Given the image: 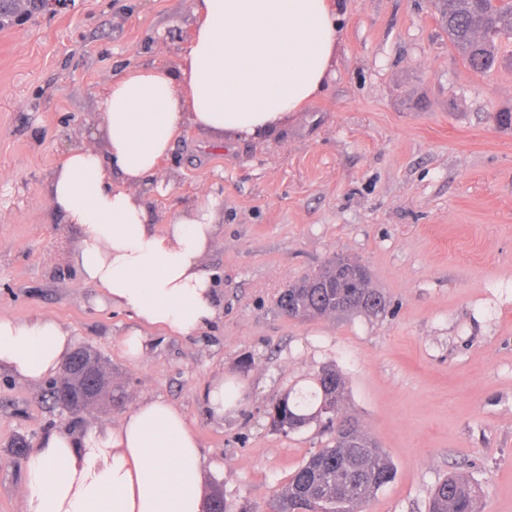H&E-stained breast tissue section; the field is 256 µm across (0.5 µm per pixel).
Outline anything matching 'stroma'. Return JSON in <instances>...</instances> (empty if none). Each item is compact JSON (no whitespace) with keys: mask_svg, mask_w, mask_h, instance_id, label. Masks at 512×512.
Segmentation results:
<instances>
[{"mask_svg":"<svg viewBox=\"0 0 512 512\" xmlns=\"http://www.w3.org/2000/svg\"><path fill=\"white\" fill-rule=\"evenodd\" d=\"M337 3L336 74L287 128L221 148L186 128L134 186L153 224L219 197L222 233L201 264L224 303L200 336L147 330L138 360L120 346L135 320L94 305L70 260L79 230L45 184L71 149L98 143L114 76L184 51L194 0H67L0 25V316L56 318L124 395L68 416L47 382L1 372L0 512H23L17 438L110 425L145 396L185 415L208 464L206 492H222L229 512H254L329 439L316 423L273 431L264 408L325 366L346 381V414L396 470L365 512H427L452 473L479 486L482 512H512V129L488 118L512 110V39L503 63L478 74L432 0ZM336 254L366 264L386 312L281 314L279 294ZM221 374L248 395L218 420L202 392Z\"/></svg>","mask_w":512,"mask_h":512,"instance_id":"obj_1","label":"stroma"}]
</instances>
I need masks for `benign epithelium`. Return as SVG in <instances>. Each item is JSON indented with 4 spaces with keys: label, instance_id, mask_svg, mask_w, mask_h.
I'll use <instances>...</instances> for the list:
<instances>
[{
    "label": "benign epithelium",
    "instance_id": "benign-epithelium-1",
    "mask_svg": "<svg viewBox=\"0 0 512 512\" xmlns=\"http://www.w3.org/2000/svg\"><path fill=\"white\" fill-rule=\"evenodd\" d=\"M112 380L109 372L103 371L97 363V356L85 346L76 347L62 367L57 379L61 392H70L69 401L61 408L72 415H80L97 409L96 400L99 384Z\"/></svg>",
    "mask_w": 512,
    "mask_h": 512
}]
</instances>
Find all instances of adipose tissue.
Masks as SVG:
<instances>
[{"mask_svg": "<svg viewBox=\"0 0 512 512\" xmlns=\"http://www.w3.org/2000/svg\"><path fill=\"white\" fill-rule=\"evenodd\" d=\"M192 39L174 66L139 65L113 78L101 147L72 149L47 198L81 231L71 255L99 303L136 320L121 338L142 358L144 329L195 336L223 311L200 260L215 241L217 199L156 226L134 185L153 176L184 128L217 141L265 139L318 99L342 40L328 0H194ZM73 347L55 318L0 317V368L38 383ZM243 383L203 391L215 416L245 401ZM199 440L172 402L142 398L115 424L54 429L23 464L24 512H205Z\"/></svg>", "mask_w": 512, "mask_h": 512, "instance_id": "obj_1", "label": "adipose tissue"}]
</instances>
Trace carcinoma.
I'll return each mask as SVG.
<instances>
[{
  "label": "carcinoma",
  "mask_w": 512,
  "mask_h": 512,
  "mask_svg": "<svg viewBox=\"0 0 512 512\" xmlns=\"http://www.w3.org/2000/svg\"><path fill=\"white\" fill-rule=\"evenodd\" d=\"M436 8L448 42L465 64L482 74L495 68L500 40L512 37V0H436ZM369 284L363 263L336 256L282 291L276 307L283 312L291 305L307 318L381 314L386 299ZM344 390V378L328 366L306 390L268 405L266 414L278 432L288 434L324 418L334 434L332 444L293 472L268 503L270 512H364L377 491L393 480L394 468L384 452L343 413ZM479 497L465 476L453 474L434 488L428 512H481Z\"/></svg>",
  "instance_id": "cac0c4a2"
}]
</instances>
